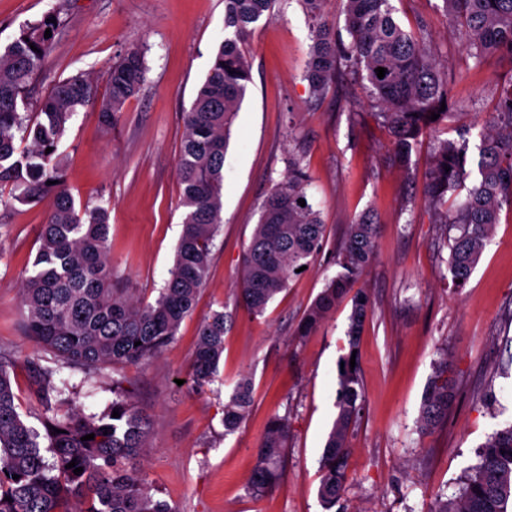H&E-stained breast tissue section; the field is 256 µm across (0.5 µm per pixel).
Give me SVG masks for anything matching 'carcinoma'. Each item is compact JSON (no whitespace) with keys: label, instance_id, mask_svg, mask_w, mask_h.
<instances>
[{"label":"carcinoma","instance_id":"obj_1","mask_svg":"<svg viewBox=\"0 0 512 512\" xmlns=\"http://www.w3.org/2000/svg\"><path fill=\"white\" fill-rule=\"evenodd\" d=\"M312 22L306 64L311 102H320L354 68H364L372 107L388 127L395 160L408 166L421 138L435 135L454 113L441 110L448 101L447 74L433 58L423 34L408 32L396 21L391 0H343L345 29L340 39L324 12L325 0H299ZM445 11L462 32L477 62L488 56L512 63V0H443ZM275 0H224V38L205 80L184 118L176 161L183 228L169 278L150 302L122 287L112 274L107 212L76 206L65 185L58 144L80 107L99 106L106 125L114 124L127 101L141 90L145 62L131 48L106 71L107 94L98 99L97 84L83 73L58 80L36 103V119L21 112L26 93L50 55L60 23L46 20L22 28L0 51V186L22 189L18 199L38 202L52 197L41 225L33 269L21 282L26 308L24 333L57 368L28 361V372L41 399L55 389L53 375L64 367L115 369L149 360L170 342L196 309L206 287L211 247L223 223L224 157L234 118L251 81L245 43L252 26L271 19ZM37 50H32V47ZM386 69L384 78L375 69ZM439 118L431 120V113ZM478 174L465 200L441 210L448 193L469 177V140L436 139L426 162L425 198L438 210V223L458 234L447 236L451 280L467 282L479 261L503 207L512 209V79L498 93L491 119L479 133ZM51 152H46V149ZM308 176L298 159L289 162L288 177L267 195L241 267V300L248 313H264L296 270L308 266L326 244V224L308 201ZM305 200L300 206L298 200ZM378 224L363 212L348 225L338 255L343 272L332 278L308 308L297 334L307 336L352 295L347 330L350 350L370 309L368 294L352 291L371 265ZM224 312L215 311L200 324L193 378L204 385L214 377L224 353ZM140 345H135V342ZM338 372L337 417L328 434L319 466L318 497L327 512L341 506L346 491L344 459L349 434L364 407L358 369L343 359ZM14 360L0 353V512H174L154 499L136 467L144 455L150 422L120 390L110 410L98 420L74 411L43 420L45 439L27 426L18 412L11 377ZM458 396L448 377V362L430 378L419 419L428 432L448 418ZM252 402V381L240 378L224 403V431L245 421ZM117 410L120 417H112ZM95 434L94 439L82 437ZM291 428L275 414L268 420L248 479L251 495L261 497L278 487L284 474ZM480 462L458 494L438 500L433 512H509L512 504V425L493 432L481 447ZM83 468L80 475L67 467ZM10 497L11 501L4 500Z\"/></svg>","mask_w":512,"mask_h":512}]
</instances>
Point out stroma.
Returning <instances> with one entry per match:
<instances>
[{
  "label": "stroma",
  "instance_id": "1",
  "mask_svg": "<svg viewBox=\"0 0 512 512\" xmlns=\"http://www.w3.org/2000/svg\"><path fill=\"white\" fill-rule=\"evenodd\" d=\"M408 31H424L448 77L456 117L449 137L466 135L478 163L479 133L512 67L476 62L443 0H391ZM272 21L254 24L246 50L252 82L231 127L224 160L223 224L210 277L192 316L150 360L123 369L128 389L151 420L144 477L175 512H324L319 461L336 418L338 366L348 351L351 300L337 304L309 336L297 328L327 281L340 273L347 226L372 212L379 224L375 257L357 287L371 298L357 356L364 409L350 436L348 512H430L439 494L456 495L479 462L482 444L512 425V367L501 368L512 338V210H502L464 287L448 272L449 250L424 201L422 138L410 166L392 158L387 129L373 115L363 80L310 102L304 77L311 22L298 0H278ZM57 14L61 26L31 94L84 73H104L130 48L145 59V80L116 125L79 108L59 143L66 184L77 204L108 215L112 266L127 287L156 298L182 232L176 160L184 126L212 54L224 35V0H0V44L22 25ZM310 177L307 193L327 227V243L259 316L239 303L240 259L267 193L286 179L290 159ZM0 187V349L16 361L15 392L26 424L42 430L44 410L25 364L40 351L23 331L19 288L32 268L48 202L21 204ZM226 317L224 354L212 382L190 378L199 324ZM447 361L461 397L447 423L421 433L430 377ZM115 371L65 368L72 406L101 416L112 402ZM253 382V405L240 429L224 431L222 408L241 377ZM291 426L286 475L278 489L251 496L247 479L271 415Z\"/></svg>",
  "mask_w": 512,
  "mask_h": 512
}]
</instances>
